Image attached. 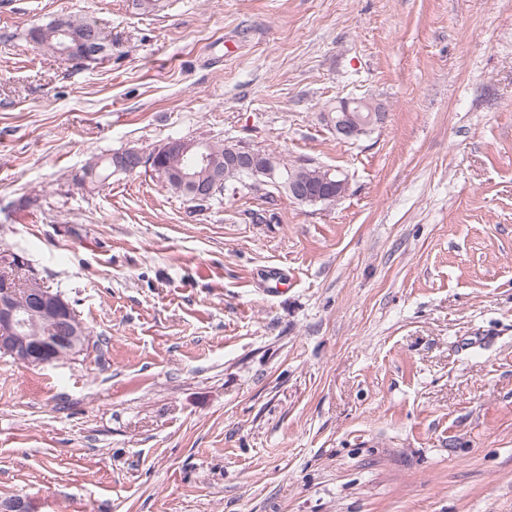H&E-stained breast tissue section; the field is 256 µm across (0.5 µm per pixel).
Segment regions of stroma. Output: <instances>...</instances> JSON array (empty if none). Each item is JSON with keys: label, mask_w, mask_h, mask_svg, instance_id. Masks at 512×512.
Wrapping results in <instances>:
<instances>
[{"label": "stroma", "mask_w": 512, "mask_h": 512, "mask_svg": "<svg viewBox=\"0 0 512 512\" xmlns=\"http://www.w3.org/2000/svg\"><path fill=\"white\" fill-rule=\"evenodd\" d=\"M67 16L111 54L31 40ZM349 96L386 124L337 139ZM172 138L348 191L83 180ZM1 248L99 343L0 357V503L512 512V0H0ZM368 109V114H364ZM387 113L380 103L358 98H342L324 112L322 122L340 140L356 141L374 125L383 124ZM275 157V156H274ZM278 160V170L284 180H288L289 177L304 178L309 181H318L321 175V168L316 165H310L307 168H301L294 163L284 162L275 157ZM340 192L336 191V196L325 195L323 197H313L310 194L309 186L297 179L288 180V197L296 202H318L332 203L340 198Z\"/></svg>", "instance_id": "obj_1"}]
</instances>
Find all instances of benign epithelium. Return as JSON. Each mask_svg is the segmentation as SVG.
I'll use <instances>...</instances> for the list:
<instances>
[{
    "label": "benign epithelium",
    "mask_w": 512,
    "mask_h": 512,
    "mask_svg": "<svg viewBox=\"0 0 512 512\" xmlns=\"http://www.w3.org/2000/svg\"><path fill=\"white\" fill-rule=\"evenodd\" d=\"M62 57L70 61H94L98 53L91 44L99 40L93 28L73 35L62 31ZM384 107L376 102L358 98H342L336 107L323 113L322 122L340 140L356 141L374 125L386 121ZM192 155V163L210 172L208 182H195L192 170L172 167L165 159L173 155ZM116 172L132 174L141 168L151 170L166 182L173 178L189 189L191 201L197 203L211 198L214 185L224 178V167L228 166L248 177L262 175L275 186L277 166L273 157L239 145L228 148L221 157L211 152L202 142L172 138L163 145L144 153L127 149L115 157ZM288 197L296 202L332 203L339 196L314 197L309 186L297 180H288ZM23 265L21 257L9 250L0 253V355L32 367L52 364L82 353L79 331L83 328L71 305L60 293H54L43 283L31 277L25 283L18 282L13 272ZM32 324L48 320L55 324L57 336H21L18 334L19 318Z\"/></svg>",
    "instance_id": "obj_1"
}]
</instances>
